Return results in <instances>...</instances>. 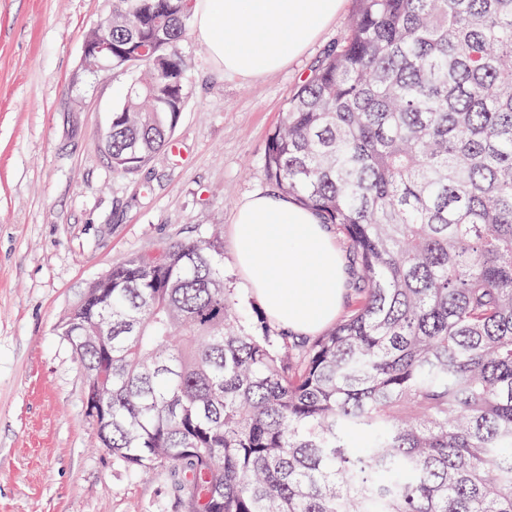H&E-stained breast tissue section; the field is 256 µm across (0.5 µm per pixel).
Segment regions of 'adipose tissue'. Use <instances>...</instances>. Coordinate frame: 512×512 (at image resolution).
<instances>
[{
	"label": "adipose tissue",
	"mask_w": 512,
	"mask_h": 512,
	"mask_svg": "<svg viewBox=\"0 0 512 512\" xmlns=\"http://www.w3.org/2000/svg\"><path fill=\"white\" fill-rule=\"evenodd\" d=\"M341 0H196L194 31L224 73L242 79L280 69L336 16ZM236 263L251 294L281 328L329 324L348 268L327 225L282 194L244 200L235 215Z\"/></svg>",
	"instance_id": "ef3b65f1"
}]
</instances>
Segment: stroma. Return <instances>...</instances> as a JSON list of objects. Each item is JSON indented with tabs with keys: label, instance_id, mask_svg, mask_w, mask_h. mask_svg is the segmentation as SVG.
Here are the masks:
<instances>
[{
	"label": "stroma",
	"instance_id": "obj_1",
	"mask_svg": "<svg viewBox=\"0 0 512 512\" xmlns=\"http://www.w3.org/2000/svg\"><path fill=\"white\" fill-rule=\"evenodd\" d=\"M355 9L285 68L224 75L195 34L181 52L188 98L170 146L116 175L103 133L132 79L81 68L112 0H0V512H179L168 470L147 477L96 445L64 311L112 265L222 225L224 283L260 310L235 265L238 205L274 187L269 134Z\"/></svg>",
	"mask_w": 512,
	"mask_h": 512
}]
</instances>
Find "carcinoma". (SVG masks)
Listing matches in <instances>:
<instances>
[{"label": "carcinoma", "instance_id": "carcinoma-1", "mask_svg": "<svg viewBox=\"0 0 512 512\" xmlns=\"http://www.w3.org/2000/svg\"><path fill=\"white\" fill-rule=\"evenodd\" d=\"M288 99L267 179L336 228L355 292L320 336L242 317L216 229L130 256L57 325L101 447L180 512H512V0H355ZM195 0H112L136 73L104 146L170 143Z\"/></svg>", "mask_w": 512, "mask_h": 512}]
</instances>
